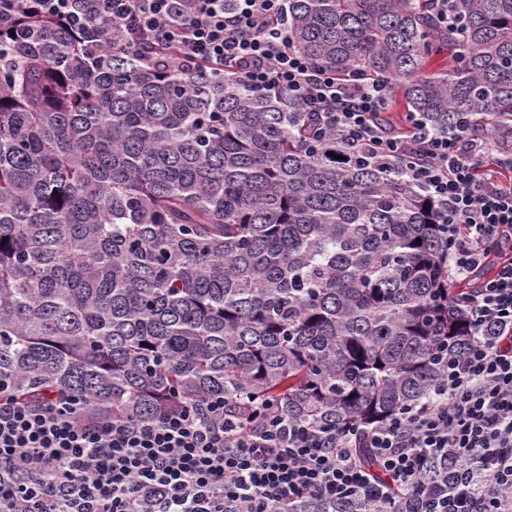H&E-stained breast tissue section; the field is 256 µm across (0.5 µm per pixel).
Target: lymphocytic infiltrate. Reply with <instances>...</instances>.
Masks as SVG:
<instances>
[{
	"label": "lymphocytic infiltrate",
	"instance_id": "lymphocytic-infiltrate-1",
	"mask_svg": "<svg viewBox=\"0 0 512 512\" xmlns=\"http://www.w3.org/2000/svg\"><path fill=\"white\" fill-rule=\"evenodd\" d=\"M288 0H9L81 31L102 26L159 70L228 74L288 96L359 160L401 171L431 202L453 279L477 277L469 338L448 352L426 399L368 428L291 422L271 404L233 413L223 398L154 420L98 419L69 397L0 389V512H281L307 498L373 512H512V129L444 135L379 119L386 81L348 76L298 52Z\"/></svg>",
	"mask_w": 512,
	"mask_h": 512
}]
</instances>
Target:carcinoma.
<instances>
[{
  "label": "carcinoma",
  "mask_w": 512,
  "mask_h": 512,
  "mask_svg": "<svg viewBox=\"0 0 512 512\" xmlns=\"http://www.w3.org/2000/svg\"><path fill=\"white\" fill-rule=\"evenodd\" d=\"M288 0L294 46L441 133L512 122V0ZM448 53V69L428 61ZM424 194L282 98L0 15V384L97 417L214 397L318 427L422 399L468 335ZM421 242H416V239Z\"/></svg>",
  "instance_id": "1"
}]
</instances>
